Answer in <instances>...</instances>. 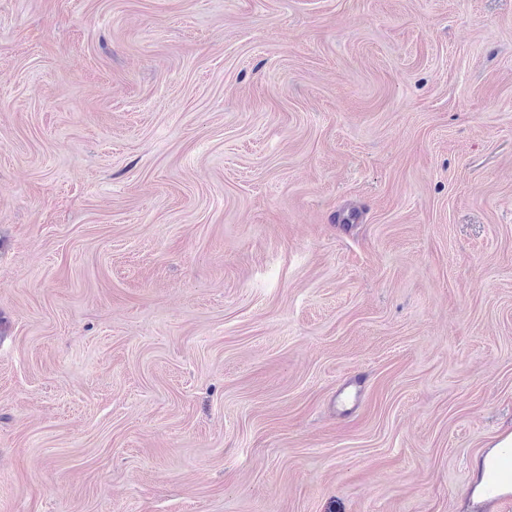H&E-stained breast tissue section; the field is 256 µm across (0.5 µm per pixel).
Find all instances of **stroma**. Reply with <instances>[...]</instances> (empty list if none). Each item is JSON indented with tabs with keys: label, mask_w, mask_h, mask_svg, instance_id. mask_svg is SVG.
<instances>
[{
	"label": "stroma",
	"mask_w": 512,
	"mask_h": 512,
	"mask_svg": "<svg viewBox=\"0 0 512 512\" xmlns=\"http://www.w3.org/2000/svg\"><path fill=\"white\" fill-rule=\"evenodd\" d=\"M512 0H0V512H512ZM512 447V434L508 435L502 441L493 446L481 460L477 459L476 469H478V482L475 486L472 499L476 503L484 502L493 497L494 492L490 490V480L488 475V462L499 454L502 448Z\"/></svg>",
	"instance_id": "1"
}]
</instances>
